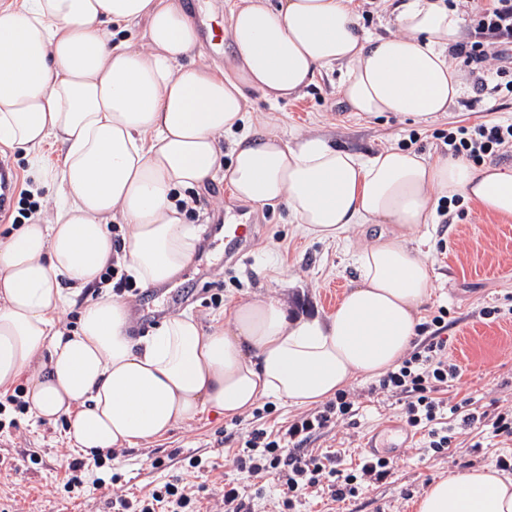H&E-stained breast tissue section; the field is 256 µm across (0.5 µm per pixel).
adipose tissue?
<instances>
[{
	"label": "adipose tissue",
	"instance_id": "obj_1",
	"mask_svg": "<svg viewBox=\"0 0 512 512\" xmlns=\"http://www.w3.org/2000/svg\"><path fill=\"white\" fill-rule=\"evenodd\" d=\"M394 22L397 35L372 37L353 0H232L226 71L202 60L180 0H0V143L24 153L35 189L54 202L50 221L31 217L0 247V390L27 380L28 412L67 417V443L89 459L203 411L230 420L263 398L315 405L396 366L434 286L413 245L421 227L444 197L512 219V167L243 132L248 91L292 98L333 66L352 112L418 122L447 112L465 90L451 52L458 11L399 0ZM51 141L62 153L48 164ZM219 174L238 199L284 205L319 240L378 226L334 312L292 320L266 295L235 303L210 329L183 313L136 339L128 306L103 294L75 330L60 327V311L110 261L146 287L183 270L200 231L175 194ZM118 218L129 235L117 251L108 226ZM417 512H512V477L480 467L437 479Z\"/></svg>",
	"mask_w": 512,
	"mask_h": 512
}]
</instances>
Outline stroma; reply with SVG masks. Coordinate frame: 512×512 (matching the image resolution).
I'll return each instance as SVG.
<instances>
[{
    "mask_svg": "<svg viewBox=\"0 0 512 512\" xmlns=\"http://www.w3.org/2000/svg\"><path fill=\"white\" fill-rule=\"evenodd\" d=\"M340 82L339 70L323 71L300 97L275 104L250 92L247 132L272 129L289 142L319 135L362 154L398 147L435 158L447 153L442 133L512 118V95L500 93L477 103L470 91L451 105L447 116L431 122L391 113L365 118L348 111ZM192 196L195 206L188 220L203 231L194 260L175 282L140 289L128 298L135 336L150 334L162 318L183 312L210 327L226 320L237 301L258 294L286 295L293 318L325 316L336 308L337 291L348 290L355 279L353 258L367 241L360 229L331 242L305 236L284 206L239 201L220 175ZM233 210L249 213L255 224L249 250L237 260L230 258L223 236L209 234L211 225ZM422 235L418 246L436 278L421 317L428 322L444 315L448 359L460 369L445 398L471 399L477 412L491 415L512 410V219L467 202L448 216H435ZM375 383V378L357 377L348 387L353 416L317 431L303 451L334 456L336 468L347 470L365 457L370 441L382 440L394 429L395 443L383 447L388 476L340 501L326 494L309 498L300 512H416V501L437 478L483 465L512 476V437L466 428L448 450L427 452L422 432L401 423L404 397L373 393ZM305 413V408L268 399L231 421L206 411L177 424L163 438L124 448L113 459L112 470L135 493L175 479L202 487L204 512H213L225 482H248L224 463L225 455L238 448L241 434L254 428L274 430ZM67 426L63 417L36 425L24 414L17 430L0 434V457H8L13 466L12 472H0V512H111V487L63 490L74 457L65 440ZM191 455L218 467L210 473L187 472ZM156 459L162 467H153Z\"/></svg>",
    "mask_w": 512,
    "mask_h": 512,
    "instance_id": "1",
    "label": "stroma"
}]
</instances>
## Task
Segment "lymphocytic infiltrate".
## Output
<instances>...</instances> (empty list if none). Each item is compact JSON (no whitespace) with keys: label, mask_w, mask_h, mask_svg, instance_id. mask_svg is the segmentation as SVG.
<instances>
[{"label":"lymphocytic infiltrate","mask_w":512,"mask_h":512,"mask_svg":"<svg viewBox=\"0 0 512 512\" xmlns=\"http://www.w3.org/2000/svg\"><path fill=\"white\" fill-rule=\"evenodd\" d=\"M468 17L474 25L476 40L456 44L455 56L479 71L474 81L477 90H484V74L489 60H497L496 77L505 81L504 88L512 93V0H469ZM452 155L478 162L495 154L512 152V121L480 123L459 127L449 132L446 140ZM446 339L431 336L422 348L412 352L401 364L388 370L380 379L382 393L402 394L406 402L402 409L405 423L423 431L425 446L434 452L448 449L454 439L453 420L462 426H474L480 418L465 411L462 404L443 400L442 391L459 376L457 365L445 354ZM354 403L348 393H337L322 409L294 419L276 432L257 428L246 435L241 448L231 456L232 467L248 476L275 475L280 483L276 506L279 512H292L296 502L322 480H329L333 498L341 499L353 493L357 483H369L385 478L389 462L384 458L364 460L357 471L341 473L326 468L321 457L301 455L299 449L312 435L332 422L349 416ZM195 500L190 485L168 482L145 497L125 494L123 488L112 491L115 512H188Z\"/></svg>","instance_id":"f902f5d3"}]
</instances>
